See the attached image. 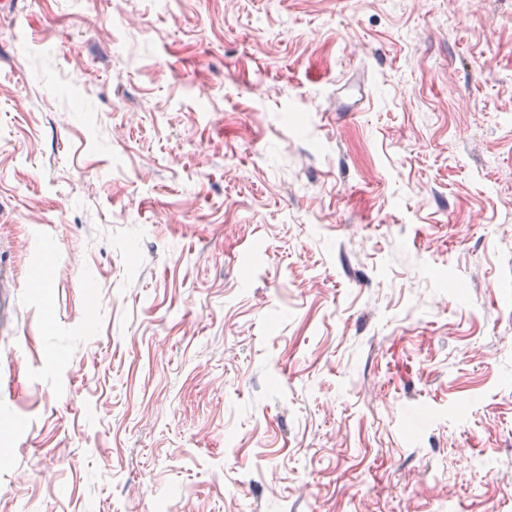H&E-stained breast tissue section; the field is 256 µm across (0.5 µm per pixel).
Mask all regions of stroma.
<instances>
[{
  "label": "stroma",
  "instance_id": "1",
  "mask_svg": "<svg viewBox=\"0 0 512 512\" xmlns=\"http://www.w3.org/2000/svg\"><path fill=\"white\" fill-rule=\"evenodd\" d=\"M0 247V512H512V0H18Z\"/></svg>",
  "mask_w": 512,
  "mask_h": 512
}]
</instances>
